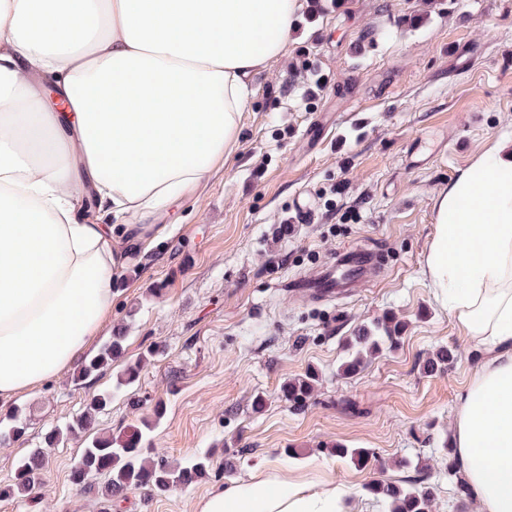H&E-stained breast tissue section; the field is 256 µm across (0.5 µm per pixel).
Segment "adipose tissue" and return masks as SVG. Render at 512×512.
I'll return each instance as SVG.
<instances>
[{
    "instance_id": "obj_1",
    "label": "adipose tissue",
    "mask_w": 512,
    "mask_h": 512,
    "mask_svg": "<svg viewBox=\"0 0 512 512\" xmlns=\"http://www.w3.org/2000/svg\"><path fill=\"white\" fill-rule=\"evenodd\" d=\"M301 0H0V410L57 380L111 312L148 217L234 149L246 80L286 49ZM50 79L66 106L43 96ZM424 274L486 354L452 441L476 512H512V137L435 198ZM197 512H356L344 485L270 464Z\"/></svg>"
}]
</instances>
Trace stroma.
<instances>
[{"label": "stroma", "mask_w": 512, "mask_h": 512, "mask_svg": "<svg viewBox=\"0 0 512 512\" xmlns=\"http://www.w3.org/2000/svg\"><path fill=\"white\" fill-rule=\"evenodd\" d=\"M248 93L223 168L145 219V244L116 273L112 316L92 347L127 325L122 359L83 382L69 369L21 398L25 433L0 444L6 486L47 430L137 362L138 384L95 430L154 420L152 455L176 464L209 454L206 474L110 505L96 492L102 477L71 480L80 435L50 451L35 493L0 499V512H197L215 487L266 463L327 475L373 512L386 507L364 484L421 476L432 512H471L442 457L485 351L435 302L423 267L436 195L492 140L512 136V0H303L285 52L252 74ZM358 246L386 263L355 295L294 292V280ZM388 314L407 324L398 347L338 376L349 337ZM442 346L454 361L424 374L423 359ZM310 369L316 391L289 407L282 384ZM337 444L374 456L361 467L330 454Z\"/></svg>", "instance_id": "1"}]
</instances>
